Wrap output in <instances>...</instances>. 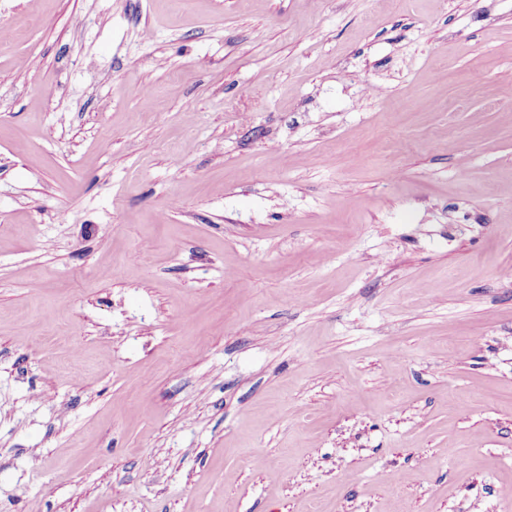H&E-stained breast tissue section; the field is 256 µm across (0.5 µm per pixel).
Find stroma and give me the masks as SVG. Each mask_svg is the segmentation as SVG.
Segmentation results:
<instances>
[{"mask_svg":"<svg viewBox=\"0 0 512 512\" xmlns=\"http://www.w3.org/2000/svg\"><path fill=\"white\" fill-rule=\"evenodd\" d=\"M0 27V512H512V0Z\"/></svg>","mask_w":512,"mask_h":512,"instance_id":"stroma-1","label":"stroma"}]
</instances>
